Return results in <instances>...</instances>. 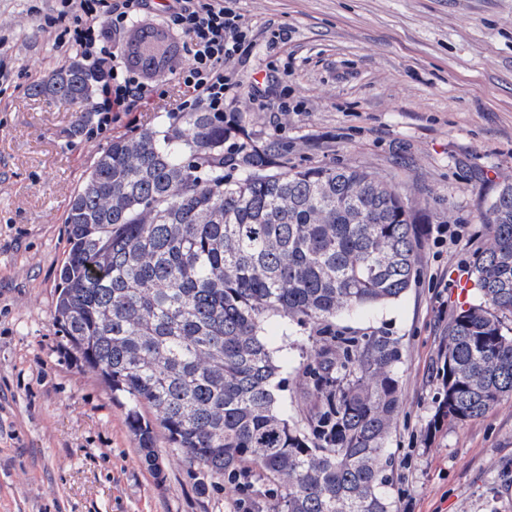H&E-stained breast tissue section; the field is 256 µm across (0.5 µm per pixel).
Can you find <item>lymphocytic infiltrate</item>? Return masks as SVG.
Wrapping results in <instances>:
<instances>
[{"instance_id":"f902f5d3","label":"lymphocytic infiltrate","mask_w":512,"mask_h":512,"mask_svg":"<svg viewBox=\"0 0 512 512\" xmlns=\"http://www.w3.org/2000/svg\"><path fill=\"white\" fill-rule=\"evenodd\" d=\"M77 16L67 45L106 75L95 101L96 138L166 95L152 74H175L184 96L176 111L222 112L239 84L224 64L241 51L249 30L224 0H61Z\"/></svg>"}]
</instances>
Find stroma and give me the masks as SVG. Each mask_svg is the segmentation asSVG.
Returning a JSON list of instances; mask_svg holds the SVG:
<instances>
[{
  "mask_svg": "<svg viewBox=\"0 0 512 512\" xmlns=\"http://www.w3.org/2000/svg\"><path fill=\"white\" fill-rule=\"evenodd\" d=\"M253 34L227 69L249 130L289 166L352 165L392 184L420 224L421 276L398 300L338 319L399 339L403 405L388 448L396 512H512V400L431 431L435 373L479 215L512 179V0H227ZM60 0H0V512H231L199 495L165 436L141 461L100 375L53 324L66 216L106 140L33 95L67 46L43 30ZM261 81L262 97L248 87ZM287 109H279L280 100ZM458 225L437 246L432 228Z\"/></svg>",
  "mask_w": 512,
  "mask_h": 512,
  "instance_id": "obj_1",
  "label": "stroma"
}]
</instances>
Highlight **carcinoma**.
I'll return each mask as SVG.
<instances>
[{
    "instance_id": "1",
    "label": "carcinoma",
    "mask_w": 512,
    "mask_h": 512,
    "mask_svg": "<svg viewBox=\"0 0 512 512\" xmlns=\"http://www.w3.org/2000/svg\"><path fill=\"white\" fill-rule=\"evenodd\" d=\"M103 74L61 63L32 88L92 123ZM236 116L168 112L100 153L67 215L54 325L124 400L141 460L163 473L164 430L201 491L249 479L251 512H393L386 445L399 419L397 338L336 318L399 299L419 278L416 220L358 167L288 168ZM480 217L477 301L448 321L431 429L512 398V180ZM273 315L307 333L292 369L262 336Z\"/></svg>"
}]
</instances>
